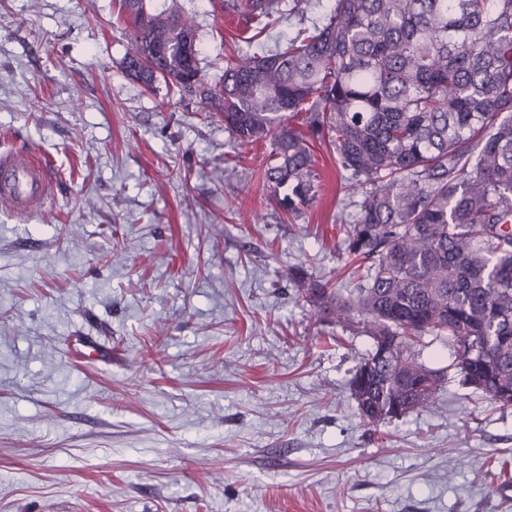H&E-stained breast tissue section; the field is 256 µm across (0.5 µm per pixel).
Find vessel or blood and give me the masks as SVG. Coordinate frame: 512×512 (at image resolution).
I'll return each instance as SVG.
<instances>
[{"instance_id": "vessel-or-blood-1", "label": "vessel or blood", "mask_w": 512, "mask_h": 512, "mask_svg": "<svg viewBox=\"0 0 512 512\" xmlns=\"http://www.w3.org/2000/svg\"><path fill=\"white\" fill-rule=\"evenodd\" d=\"M51 187L45 163L29 158L23 152L0 154V202L18 213L39 208Z\"/></svg>"}]
</instances>
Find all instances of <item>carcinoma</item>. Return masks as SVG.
Masks as SVG:
<instances>
[{
	"mask_svg": "<svg viewBox=\"0 0 512 512\" xmlns=\"http://www.w3.org/2000/svg\"><path fill=\"white\" fill-rule=\"evenodd\" d=\"M234 7L265 28L283 16L281 0ZM120 10L125 75L200 99L241 143L269 142L262 178L284 211L316 197V138L361 188L341 241L358 287L305 292L368 328L349 380L359 418L390 423L436 399L445 373L420 361L427 336L462 384L512 408V0H333L214 85L192 21L149 0Z\"/></svg>",
	"mask_w": 512,
	"mask_h": 512,
	"instance_id": "1",
	"label": "carcinoma"
}]
</instances>
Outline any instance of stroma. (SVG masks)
I'll return each instance as SVG.
<instances>
[{
	"label": "stroma",
	"mask_w": 512,
	"mask_h": 512,
	"mask_svg": "<svg viewBox=\"0 0 512 512\" xmlns=\"http://www.w3.org/2000/svg\"><path fill=\"white\" fill-rule=\"evenodd\" d=\"M177 3L216 82L330 0L254 34L227 0ZM119 0H0V154L49 160L26 214L0 203V512H512V409L449 374L380 425L348 380L371 345L291 272L350 285L360 198L314 142L316 200L291 215L198 101L147 89Z\"/></svg>",
	"instance_id": "obj_1"
}]
</instances>
